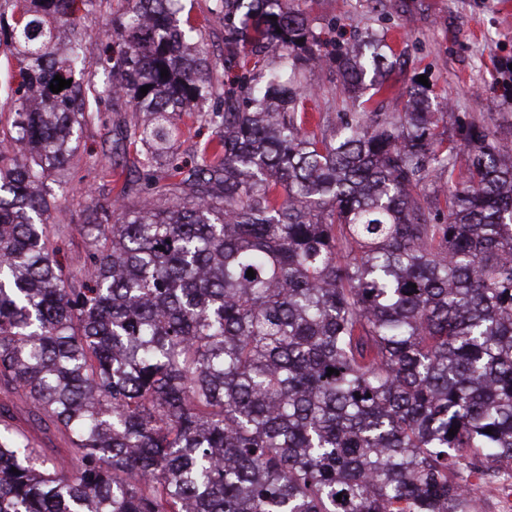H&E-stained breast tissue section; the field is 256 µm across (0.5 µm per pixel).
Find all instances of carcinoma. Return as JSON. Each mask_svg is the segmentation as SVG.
Masks as SVG:
<instances>
[{"instance_id":"obj_1","label":"carcinoma","mask_w":512,"mask_h":512,"mask_svg":"<svg viewBox=\"0 0 512 512\" xmlns=\"http://www.w3.org/2000/svg\"><path fill=\"white\" fill-rule=\"evenodd\" d=\"M115 2L89 60L74 0H0V386L69 443L47 458L0 404V512H474L469 476L512 474V147L483 122L449 137L418 81L396 116L311 125L298 61L334 40L296 0H212L220 94L176 0ZM395 64L354 42L344 97L393 92ZM208 96L186 176L169 149ZM120 99L138 179L50 223L47 180Z\"/></svg>"}]
</instances>
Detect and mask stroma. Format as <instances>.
Wrapping results in <instances>:
<instances>
[{"label":"stroma","mask_w":512,"mask_h":512,"mask_svg":"<svg viewBox=\"0 0 512 512\" xmlns=\"http://www.w3.org/2000/svg\"><path fill=\"white\" fill-rule=\"evenodd\" d=\"M210 0H182V17L204 24V50L215 76L232 83L235 69L224 61V22L211 16ZM317 29H334L337 48L368 31L385 33L388 43L407 59L393 71L395 87L426 76L431 95L443 105L449 123L485 121L498 138L512 145V0H300ZM307 112L340 124L352 112H401L395 95H377L362 103L344 100L333 55L306 70ZM133 113L101 107L100 120L85 127L78 154L62 180L49 184L55 200L50 221L86 224L92 217L88 198L109 205L115 194L109 147L119 122Z\"/></svg>","instance_id":"1"}]
</instances>
